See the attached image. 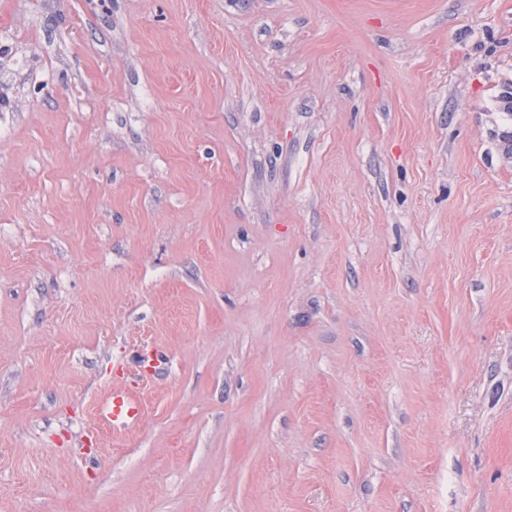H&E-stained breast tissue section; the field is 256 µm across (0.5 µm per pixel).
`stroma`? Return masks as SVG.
Returning a JSON list of instances; mask_svg holds the SVG:
<instances>
[{
  "label": "stroma",
  "instance_id": "stroma-1",
  "mask_svg": "<svg viewBox=\"0 0 512 512\" xmlns=\"http://www.w3.org/2000/svg\"><path fill=\"white\" fill-rule=\"evenodd\" d=\"M2 38L0 512H512V0H0ZM163 362L162 353L156 349L142 354L137 361L136 373L122 386L112 389L99 413V418L103 423L112 426L113 432L131 429L141 420L143 408L137 391L138 380L155 375Z\"/></svg>",
  "mask_w": 512,
  "mask_h": 512
}]
</instances>
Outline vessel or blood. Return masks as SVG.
I'll return each mask as SVG.
<instances>
[{
  "instance_id": "vessel-or-blood-1",
  "label": "vessel or blood",
  "mask_w": 512,
  "mask_h": 512,
  "mask_svg": "<svg viewBox=\"0 0 512 512\" xmlns=\"http://www.w3.org/2000/svg\"><path fill=\"white\" fill-rule=\"evenodd\" d=\"M164 361L162 353L151 350L142 354L137 362V371L125 383L114 388L102 407L99 418L110 425L113 431L131 429L141 420L143 408L138 396L139 382L155 375Z\"/></svg>"
}]
</instances>
